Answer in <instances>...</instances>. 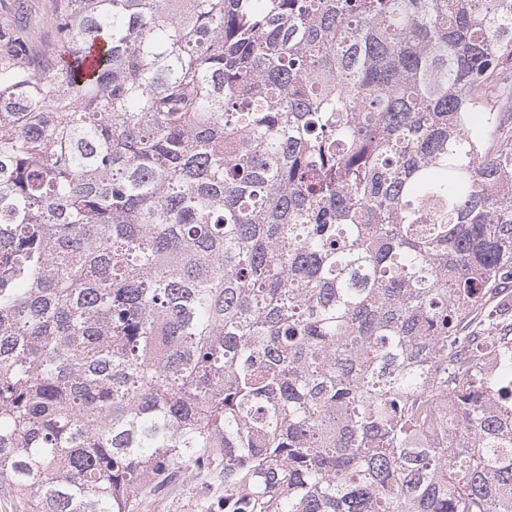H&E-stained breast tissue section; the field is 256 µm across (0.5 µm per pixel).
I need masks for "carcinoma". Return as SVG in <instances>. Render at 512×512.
Here are the masks:
<instances>
[{
    "label": "carcinoma",
    "instance_id": "obj_1",
    "mask_svg": "<svg viewBox=\"0 0 512 512\" xmlns=\"http://www.w3.org/2000/svg\"><path fill=\"white\" fill-rule=\"evenodd\" d=\"M55 27L56 62L0 66V489L512 512V320L481 315L512 284V0H60ZM224 484L192 475L181 481L162 501L139 512H224Z\"/></svg>",
    "mask_w": 512,
    "mask_h": 512
}]
</instances>
